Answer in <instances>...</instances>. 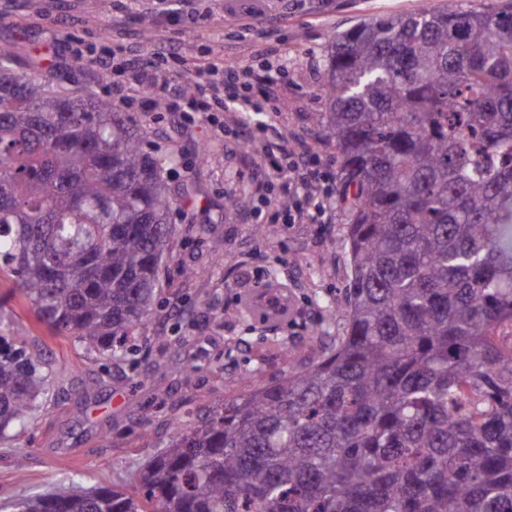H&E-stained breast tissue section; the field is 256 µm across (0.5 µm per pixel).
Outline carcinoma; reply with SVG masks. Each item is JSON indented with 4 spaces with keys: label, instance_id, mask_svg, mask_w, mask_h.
Wrapping results in <instances>:
<instances>
[{
    "label": "carcinoma",
    "instance_id": "obj_1",
    "mask_svg": "<svg viewBox=\"0 0 512 512\" xmlns=\"http://www.w3.org/2000/svg\"><path fill=\"white\" fill-rule=\"evenodd\" d=\"M0 48V274L88 354L144 324L179 197L144 131ZM347 315L316 362L173 423L140 492L59 482L15 512H512V0L333 38ZM0 304V441L53 364Z\"/></svg>",
    "mask_w": 512,
    "mask_h": 512
}]
</instances>
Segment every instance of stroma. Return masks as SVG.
Instances as JSON below:
<instances>
[{
  "mask_svg": "<svg viewBox=\"0 0 512 512\" xmlns=\"http://www.w3.org/2000/svg\"><path fill=\"white\" fill-rule=\"evenodd\" d=\"M444 0H0V46L16 71L53 75L68 89L104 96L103 69L76 63L72 39L92 48L119 43L169 78L177 59L214 54L244 64L264 61L282 73V110L265 115L277 138L304 137L324 167L338 174L336 144L318 118L328 107L326 60L332 35L358 21L424 8ZM191 10L207 13L186 28ZM246 15V25L236 22ZM181 57V58H182ZM147 133L149 150L172 154L170 186L187 195L171 216L173 257L160 272L159 301L140 327L127 361L104 364L37 322L11 277H0L18 333L43 345L54 364L52 400L32 426L0 443V507L74 479L85 487L118 485L135 492L145 464L162 450L174 420L224 403L315 362L342 326L325 325L326 305L344 316L348 265L337 207L324 223L281 224L282 196L270 185L257 198L260 156L225 112L215 125L184 124L164 102L145 96L127 109ZM206 157H199V148ZM239 199L236 207L228 199ZM266 282L285 286L295 302L284 323H261L243 307ZM25 470H17V457Z\"/></svg>",
  "mask_w": 512,
  "mask_h": 512,
  "instance_id": "stroma-1",
  "label": "stroma"
}]
</instances>
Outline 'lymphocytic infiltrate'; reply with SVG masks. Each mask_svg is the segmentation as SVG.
I'll return each instance as SVG.
<instances>
[{"mask_svg":"<svg viewBox=\"0 0 512 512\" xmlns=\"http://www.w3.org/2000/svg\"><path fill=\"white\" fill-rule=\"evenodd\" d=\"M94 64L110 71L115 100L123 105L146 94L172 98L174 111L192 122L202 120L199 93L209 86L223 90L216 103L234 115V125L249 128L254 112H276L280 109V80L258 65L213 63L199 67L182 64L179 86L171 88L164 74L151 63L132 57L126 48L116 46L93 56ZM311 150L304 142L282 148V161L265 172V181L277 182L288 206L281 209V221L295 223L301 218L321 222L327 209L326 175L310 167Z\"/></svg>","mask_w":512,"mask_h":512,"instance_id":"obj_1","label":"lymphocytic infiltrate"}]
</instances>
